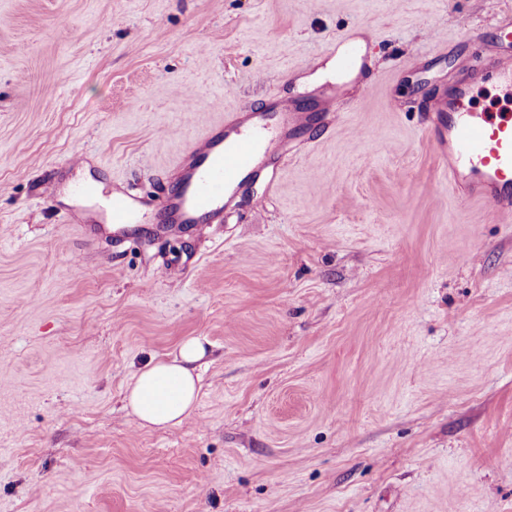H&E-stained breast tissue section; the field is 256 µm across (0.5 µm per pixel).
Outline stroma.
<instances>
[{"label":"stroma","mask_w":512,"mask_h":512,"mask_svg":"<svg viewBox=\"0 0 512 512\" xmlns=\"http://www.w3.org/2000/svg\"><path fill=\"white\" fill-rule=\"evenodd\" d=\"M508 17L0 0V512H512V215L458 197L425 130L474 53L512 54ZM348 35L358 74L318 78ZM273 99L328 131L220 218L162 235L151 206L113 237L110 194L159 199L205 132ZM192 336L193 414L141 427L128 381Z\"/></svg>","instance_id":"35a3bbf8"}]
</instances>
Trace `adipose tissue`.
Returning a JSON list of instances; mask_svg holds the SVG:
<instances>
[{
    "mask_svg": "<svg viewBox=\"0 0 512 512\" xmlns=\"http://www.w3.org/2000/svg\"><path fill=\"white\" fill-rule=\"evenodd\" d=\"M207 351L205 339L193 336L173 357L151 360L133 374L124 401L141 427L164 428L192 415L201 390L199 363Z\"/></svg>",
    "mask_w": 512,
    "mask_h": 512,
    "instance_id": "adipose-tissue-1",
    "label": "adipose tissue"
}]
</instances>
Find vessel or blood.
<instances>
[{
  "label": "vessel or blood",
  "instance_id": "1",
  "mask_svg": "<svg viewBox=\"0 0 512 512\" xmlns=\"http://www.w3.org/2000/svg\"><path fill=\"white\" fill-rule=\"evenodd\" d=\"M473 68L483 76L512 85V57H478ZM471 85L462 81L436 102L428 130L448 162V181L461 197L480 198L496 211L512 213V115L475 112L469 107ZM252 125L232 119L193 145L175 165L170 191L157 209L165 231L183 230L202 218L219 215L234 189L256 173L272 148L286 149L287 132L307 127L311 115L281 103L252 113ZM108 219L132 223L137 200L126 195L109 198Z\"/></svg>",
  "mask_w": 512,
  "mask_h": 512
}]
</instances>
